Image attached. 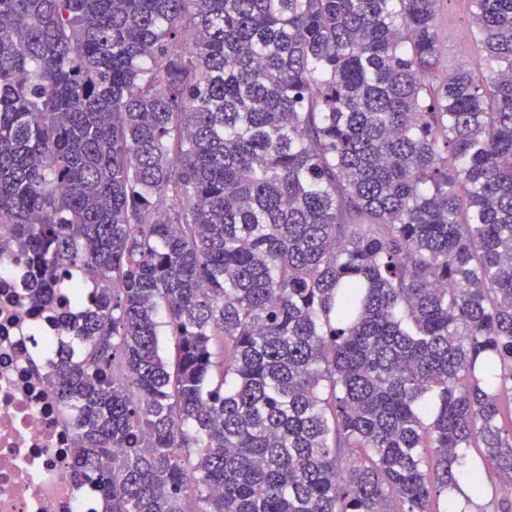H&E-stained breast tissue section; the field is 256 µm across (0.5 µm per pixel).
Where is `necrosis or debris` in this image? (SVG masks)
Here are the masks:
<instances>
[{
    "instance_id": "obj_1",
    "label": "necrosis or debris",
    "mask_w": 512,
    "mask_h": 512,
    "mask_svg": "<svg viewBox=\"0 0 512 512\" xmlns=\"http://www.w3.org/2000/svg\"><path fill=\"white\" fill-rule=\"evenodd\" d=\"M30 269L0 260V512H98L97 478L72 467L74 427L53 373L76 307L61 291L32 308Z\"/></svg>"
}]
</instances>
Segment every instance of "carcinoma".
<instances>
[{"label":"carcinoma","instance_id":"obj_1","mask_svg":"<svg viewBox=\"0 0 512 512\" xmlns=\"http://www.w3.org/2000/svg\"><path fill=\"white\" fill-rule=\"evenodd\" d=\"M470 2L487 74L435 85L440 0H0V257L98 290L57 391L106 512L512 498V0Z\"/></svg>","mask_w":512,"mask_h":512}]
</instances>
